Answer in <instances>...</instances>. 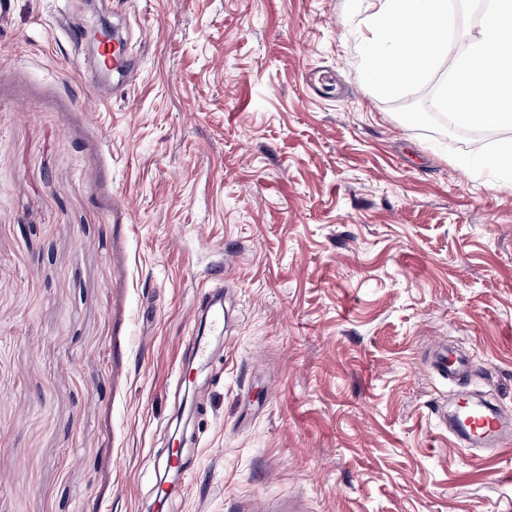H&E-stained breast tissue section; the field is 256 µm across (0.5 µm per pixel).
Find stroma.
Instances as JSON below:
<instances>
[{"mask_svg":"<svg viewBox=\"0 0 512 512\" xmlns=\"http://www.w3.org/2000/svg\"><path fill=\"white\" fill-rule=\"evenodd\" d=\"M369 13L0 0V512H512V451L437 418L512 416V131L400 119L361 79ZM99 19L120 95L63 32ZM443 344L466 383L431 373ZM180 437L191 486L161 501ZM114 39L115 33L112 27L107 23H104L101 30L94 34V44L96 49L100 50L105 47L106 50L112 51V72H115L122 77L129 69L130 65L128 60L124 57L121 48L113 46L112 42Z\"/></svg>","mask_w":512,"mask_h":512,"instance_id":"obj_1","label":"stroma"}]
</instances>
